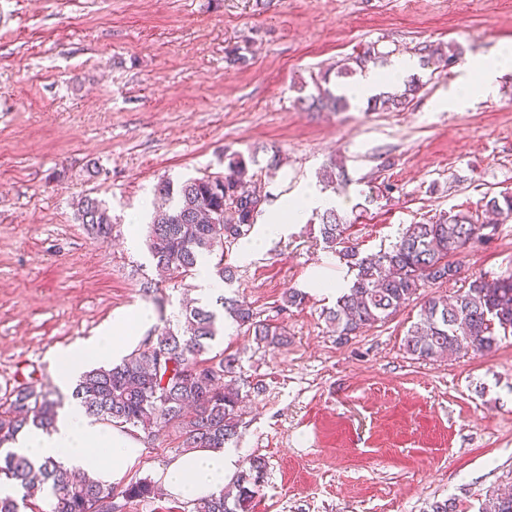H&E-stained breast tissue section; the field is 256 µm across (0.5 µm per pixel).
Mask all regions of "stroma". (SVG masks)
I'll return each instance as SVG.
<instances>
[{"mask_svg": "<svg viewBox=\"0 0 512 512\" xmlns=\"http://www.w3.org/2000/svg\"><path fill=\"white\" fill-rule=\"evenodd\" d=\"M502 40L512 0H0V396L32 377L70 406L58 352L141 305L157 333L183 323L184 301L217 312L240 296L290 338L265 351L227 321L209 350L241 351L244 379L264 387L237 443L269 463L253 512H430L447 498L477 512L487 490L512 489V336L484 356L416 359L404 347L413 302L337 340L321 314L336 296L309 281L348 268L306 218L248 260L230 246L236 278L205 298L194 278L158 276L147 225L129 223L151 216L160 181L223 173L233 151L279 154L262 178L266 213L342 167L336 210L364 255L439 212L480 213L483 196L512 191V70L496 96L439 111L434 99L464 70L420 64V50L451 43L468 58ZM370 43L415 59L422 87L405 109L299 103L318 74L341 92L337 63ZM237 45L249 49L241 70L224 62ZM377 187L383 198L366 203ZM86 195L107 208L111 240L81 224ZM460 261L470 278L512 272V219ZM292 287L309 297L282 310ZM180 455L177 432H163L126 479H155Z\"/></svg>", "mask_w": 512, "mask_h": 512, "instance_id": "1", "label": "stroma"}]
</instances>
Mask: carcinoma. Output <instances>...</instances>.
Returning a JSON list of instances; mask_svg holds the SVG:
<instances>
[{"label": "carcinoma", "instance_id": "1", "mask_svg": "<svg viewBox=\"0 0 512 512\" xmlns=\"http://www.w3.org/2000/svg\"><path fill=\"white\" fill-rule=\"evenodd\" d=\"M424 64L435 57L450 63L461 55L458 49L443 51L431 44L421 48ZM384 61L370 44L339 66L337 76L347 77L368 63ZM316 93L306 102L312 108L342 110L349 98L329 88V76L312 78ZM421 88L414 79L401 92H382L370 99L375 110L398 111ZM224 174L190 178L178 185L162 181L156 187L161 200L149 223L148 249L162 271L173 278L194 274L208 256H215L213 272L223 282H232L236 270L224 263V248L248 236L266 198L257 189V173L243 155H225ZM482 208L498 216H512V195L503 193L484 199ZM81 223L98 240L112 236V218L97 199L86 197L79 204ZM323 243L354 271L336 304L325 311V321L337 339L343 340L396 313L419 295V291L461 280V266L453 257L476 242L490 240L473 216L441 212L426 223L411 224L387 249L360 255L344 245L346 222L336 209L317 215ZM224 317L254 336L258 345L278 347L288 343L284 327L260 319L252 306L234 297L222 301ZM218 334L217 316L205 307L185 310L184 324L163 329L142 347L107 367L85 371L72 397L85 413L111 426L139 429L152 440L169 428L177 429L180 447L229 448L239 438L243 396L237 377L241 357L221 353L201 358ZM512 336V274H481L449 298L427 297L417 321L407 331L406 350L421 360L444 355L486 353L499 340ZM61 406L52 393L34 383H23L0 400V446L14 439L21 429L51 428ZM267 462L261 456L249 459L239 471L235 493L193 501V512H252L263 488ZM29 496L37 477L51 483L55 499L51 512H117L116 498L142 501L154 498V485L140 479L126 485L104 484L90 477L76 478L62 464L48 460L39 470L13 451L0 455V476ZM478 512H512V495L489 490Z\"/></svg>", "mask_w": 512, "mask_h": 512}]
</instances>
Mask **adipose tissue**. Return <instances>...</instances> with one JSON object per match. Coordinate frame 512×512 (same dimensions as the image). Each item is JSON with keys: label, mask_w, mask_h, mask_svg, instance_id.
Instances as JSON below:
<instances>
[{"label": "adipose tissue", "mask_w": 512, "mask_h": 512, "mask_svg": "<svg viewBox=\"0 0 512 512\" xmlns=\"http://www.w3.org/2000/svg\"><path fill=\"white\" fill-rule=\"evenodd\" d=\"M413 67L410 58H397L387 72L365 71L356 82L346 86L345 92L357 101L367 99L375 95L384 82H402ZM511 68L512 41H500L489 54L476 56L466 64L465 77L459 78L448 92L437 98V108L452 110L468 101L495 95L500 75ZM331 204V198L314 191L286 198L274 208L273 220L263 224L260 238L243 246L241 259H249L256 249L286 234L289 225L297 223L307 213ZM153 322L152 311L143 307L116 317L92 345L64 352L57 358L58 384L70 386L89 363L118 361ZM13 445L34 463L50 459L69 468L85 470L93 478L115 485L123 484L125 475L143 453L138 436L123 428L96 423L76 404L60 414L49 429L32 426L22 430ZM239 456L235 448H196L161 469L157 479L166 492L183 500L216 494L223 489Z\"/></svg>", "instance_id": "adipose-tissue-1"}]
</instances>
